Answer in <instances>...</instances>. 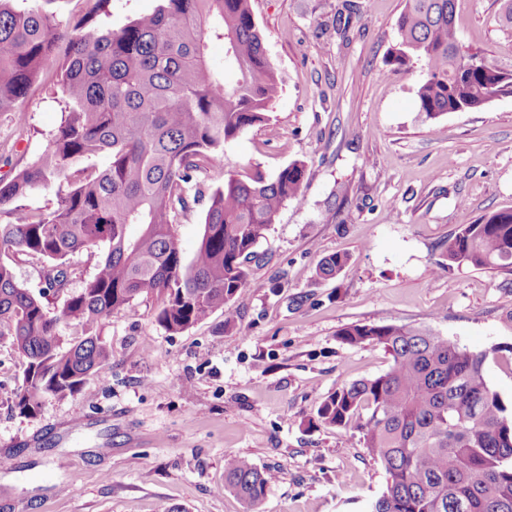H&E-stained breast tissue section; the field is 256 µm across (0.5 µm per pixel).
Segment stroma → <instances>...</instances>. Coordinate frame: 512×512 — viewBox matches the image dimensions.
<instances>
[{"label": "stroma", "instance_id": "obj_1", "mask_svg": "<svg viewBox=\"0 0 512 512\" xmlns=\"http://www.w3.org/2000/svg\"><path fill=\"white\" fill-rule=\"evenodd\" d=\"M502 0H455L461 41L512 72ZM406 0H252L281 81L269 121L224 147L198 175L204 192L230 172L274 179L304 162L303 204L288 203L234 298L180 334L139 300L105 319V375L30 416L15 407L24 362L0 336V512H245L224 489V460L276 475L258 512H366L386 485L357 433L318 422L337 388L390 365L350 346L351 324L432 328L488 351L485 378L512 405V279L440 265L459 225L512 208V96L426 119L423 62L387 72ZM55 75L23 103L26 131L0 113V175L36 161L63 120ZM345 253L339 278L320 259ZM91 428L73 431L72 414ZM64 493H57L58 485ZM348 260L346 254L340 253L323 257L316 267L317 277L320 279L337 278L347 266Z\"/></svg>", "mask_w": 512, "mask_h": 512}]
</instances>
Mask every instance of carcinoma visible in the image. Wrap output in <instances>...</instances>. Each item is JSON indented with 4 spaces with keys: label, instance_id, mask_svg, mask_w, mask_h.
<instances>
[{
    "label": "carcinoma",
    "instance_id": "1",
    "mask_svg": "<svg viewBox=\"0 0 512 512\" xmlns=\"http://www.w3.org/2000/svg\"><path fill=\"white\" fill-rule=\"evenodd\" d=\"M31 0L23 9L0 0V113L28 126L21 108L48 67L65 96L64 118L45 153L0 178V335L12 337L25 360L15 408L37 412L42 399L80 390L101 376L110 351L99 324L137 299L157 304V321L178 334L232 301L249 284V264L281 208L303 199L305 165L277 177L229 173L208 196L204 230L191 259L176 223L200 202L197 174L223 161L224 146L269 120L280 92L251 0H161L158 8L116 29L96 18L110 0H83L65 22ZM398 42L386 65L398 71L422 59L427 76L417 96L428 119L478 110L512 95V73L480 61L461 43L454 0H407ZM224 43V62L209 44ZM237 81L224 82L226 67ZM105 154L102 168L82 161ZM54 189L45 210L18 204L36 188ZM97 249L95 273L51 311L18 285L22 256L44 260V289L69 287L71 260ZM345 254L323 257L320 279H335ZM451 268L490 269L512 276V210L459 225L448 238ZM78 340L66 343L62 328ZM350 346H381L389 369L331 393L318 420L359 434L383 466L386 487L370 512H512V410L486 382L487 354L430 328L352 324L339 332ZM272 482L245 457L224 460V490L253 512Z\"/></svg>",
    "mask_w": 512,
    "mask_h": 512
}]
</instances>
